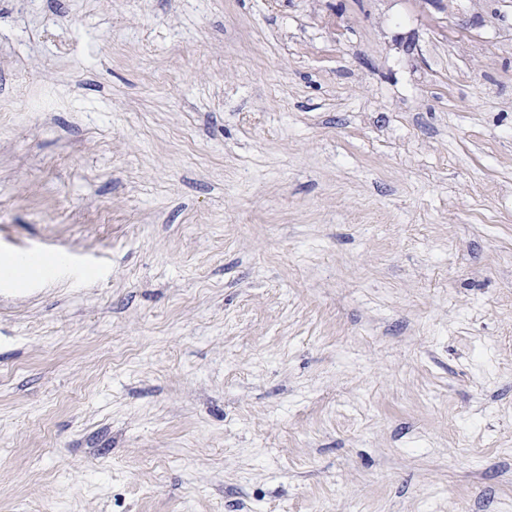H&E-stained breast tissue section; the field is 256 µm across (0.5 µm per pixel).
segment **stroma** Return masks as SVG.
Masks as SVG:
<instances>
[{
	"mask_svg": "<svg viewBox=\"0 0 512 512\" xmlns=\"http://www.w3.org/2000/svg\"><path fill=\"white\" fill-rule=\"evenodd\" d=\"M0 512H512V0H0Z\"/></svg>",
	"mask_w": 512,
	"mask_h": 512,
	"instance_id": "1",
	"label": "stroma"
}]
</instances>
